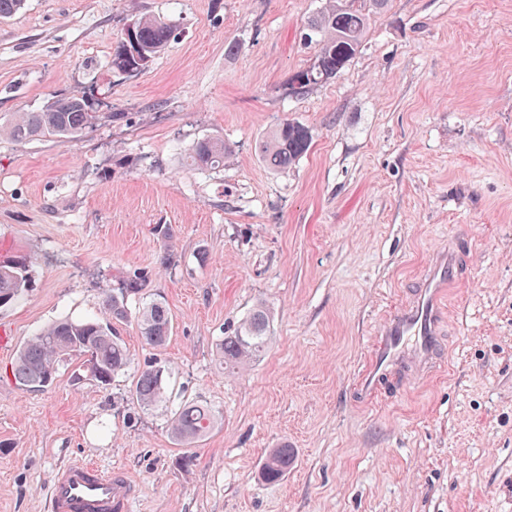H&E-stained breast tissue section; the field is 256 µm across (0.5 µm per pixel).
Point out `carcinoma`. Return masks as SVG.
Wrapping results in <instances>:
<instances>
[{"mask_svg":"<svg viewBox=\"0 0 512 512\" xmlns=\"http://www.w3.org/2000/svg\"><path fill=\"white\" fill-rule=\"evenodd\" d=\"M387 0H329L328 6L309 19V30L319 36L320 53L313 66L296 72L289 91L303 94L311 87L334 78L353 57L367 26L369 11L385 7ZM173 34V26L154 17L134 22L129 38H121L112 52V70L130 73L145 69L152 58L164 49ZM99 115L90 111L79 98H59L39 112H22L0 121V135L14 140L41 138L72 139L92 127ZM311 133L304 125L285 120L268 133L259 144L262 161L272 170L287 168L309 148ZM230 148L224 142L205 139L189 150L191 165L218 168ZM28 285L24 259L0 261V308L15 303ZM142 282L135 278L116 289L105 300V317L98 319L58 320L30 338L18 351L11 366L15 382L25 388H45L44 378L55 377L61 363L84 360L87 376L105 388L131 363L125 342L117 336L114 323L126 321L128 301L140 304L137 325L141 338L153 347L164 346L172 331V316L165 302L143 301ZM270 343V312L259 306L249 313L230 333L220 340L217 356L224 370L233 372L260 358ZM165 377L158 366L141 369L131 390L136 404L145 409L163 402ZM215 411L195 400L182 401L172 413V437L188 447L205 437L214 427ZM295 462V451L284 444L273 449L261 470L268 483L282 480Z\"/></svg>","mask_w":512,"mask_h":512,"instance_id":"carcinoma-1","label":"carcinoma"}]
</instances>
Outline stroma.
<instances>
[{"label":"stroma","mask_w":512,"mask_h":512,"mask_svg":"<svg viewBox=\"0 0 512 512\" xmlns=\"http://www.w3.org/2000/svg\"><path fill=\"white\" fill-rule=\"evenodd\" d=\"M325 5L26 0L0 18L1 118L58 98L101 115L76 139L0 136V260L26 258L30 279L0 309V512H49L51 474L75 459L122 468L131 512H512V0H388L335 78L289 94ZM143 16L173 38L145 70L114 72ZM285 119L312 139L274 171L256 145ZM205 138L232 147L224 167L187 164ZM457 237L470 251L441 371L363 405L353 380L379 316ZM141 274L172 314L165 346L131 318L116 326L131 369L109 388L80 381L78 360L47 388L15 384L18 347L100 316ZM259 304L272 344L227 373L216 346ZM154 363L167 400L141 410L133 373ZM187 398L220 418L184 449L167 420ZM284 443L298 462L265 483Z\"/></svg>","instance_id":"1"}]
</instances>
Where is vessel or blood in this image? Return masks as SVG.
Returning a JSON list of instances; mask_svg holds the SVG:
<instances>
[{
    "mask_svg": "<svg viewBox=\"0 0 512 512\" xmlns=\"http://www.w3.org/2000/svg\"><path fill=\"white\" fill-rule=\"evenodd\" d=\"M464 258L458 241L436 250L405 303L383 315L356 377L365 399L390 383L413 388L437 371L444 357L445 298L464 275ZM48 495L51 512H130L133 488L124 472L74 461L58 469Z\"/></svg>",
    "mask_w": 512,
    "mask_h": 512,
    "instance_id": "vessel-or-blood-1",
    "label": "vessel or blood"
}]
</instances>
